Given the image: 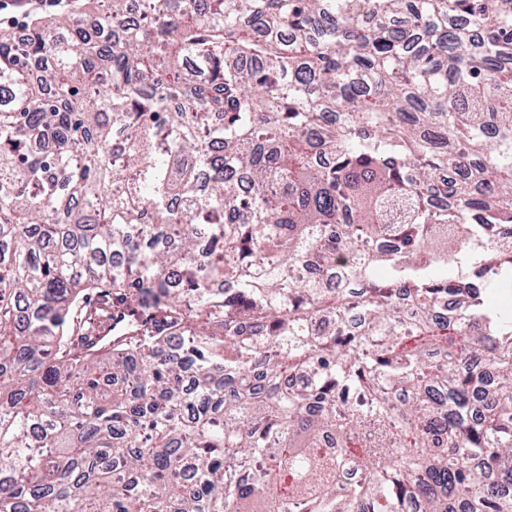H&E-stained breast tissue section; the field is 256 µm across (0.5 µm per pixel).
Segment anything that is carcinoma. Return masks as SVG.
I'll use <instances>...</instances> for the list:
<instances>
[{
	"label": "carcinoma",
	"instance_id": "obj_1",
	"mask_svg": "<svg viewBox=\"0 0 512 512\" xmlns=\"http://www.w3.org/2000/svg\"><path fill=\"white\" fill-rule=\"evenodd\" d=\"M495 291L512 0L0 30V512H512Z\"/></svg>",
	"mask_w": 512,
	"mask_h": 512
}]
</instances>
